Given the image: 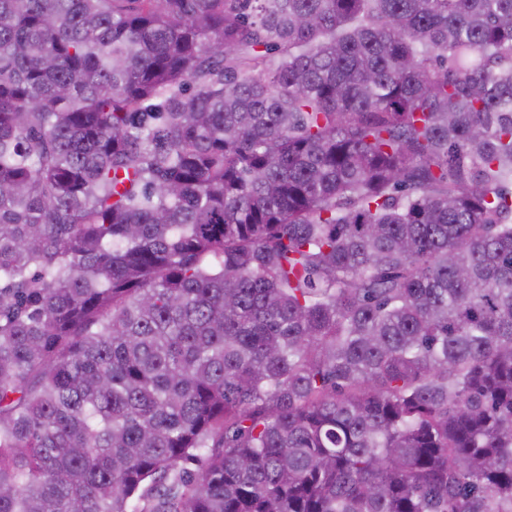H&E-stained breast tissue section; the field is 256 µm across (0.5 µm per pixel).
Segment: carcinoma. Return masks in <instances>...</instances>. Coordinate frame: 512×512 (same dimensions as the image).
I'll return each instance as SVG.
<instances>
[{
    "label": "carcinoma",
    "mask_w": 512,
    "mask_h": 512,
    "mask_svg": "<svg viewBox=\"0 0 512 512\" xmlns=\"http://www.w3.org/2000/svg\"><path fill=\"white\" fill-rule=\"evenodd\" d=\"M0 512H512V0H0Z\"/></svg>",
    "instance_id": "cac0c4a2"
}]
</instances>
